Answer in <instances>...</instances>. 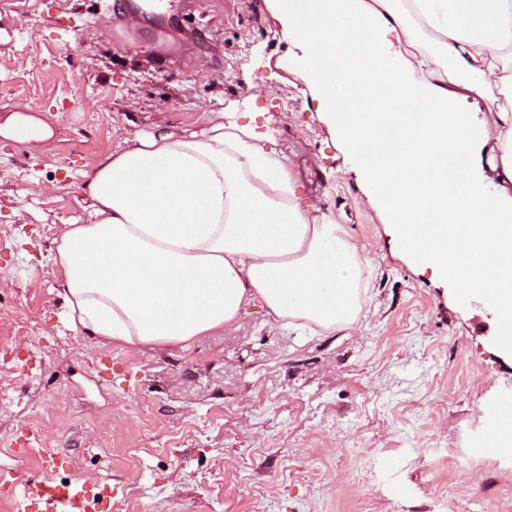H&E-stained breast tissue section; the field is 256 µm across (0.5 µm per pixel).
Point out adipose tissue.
I'll list each match as a JSON object with an SVG mask.
<instances>
[{
  "instance_id": "adipose-tissue-1",
  "label": "adipose tissue",
  "mask_w": 512,
  "mask_h": 512,
  "mask_svg": "<svg viewBox=\"0 0 512 512\" xmlns=\"http://www.w3.org/2000/svg\"><path fill=\"white\" fill-rule=\"evenodd\" d=\"M400 246L494 315L512 351V0H275ZM372 40H365V33ZM276 149L211 113L132 132L88 185L53 262L72 326L142 351L231 329L351 325L369 261Z\"/></svg>"
}]
</instances>
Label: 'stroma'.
Returning <instances> with one entry per match:
<instances>
[{
  "label": "stroma",
  "instance_id": "stroma-1",
  "mask_svg": "<svg viewBox=\"0 0 512 512\" xmlns=\"http://www.w3.org/2000/svg\"><path fill=\"white\" fill-rule=\"evenodd\" d=\"M161 2L0 0V124L21 107L51 131L41 152L0 135V512L20 465L110 485L104 512H512V461L474 450L512 396L492 319L401 252L268 0ZM211 112L285 150L299 205L364 247L357 320L255 304L143 352L71 329L52 254L99 162L158 115L198 131Z\"/></svg>",
  "mask_w": 512,
  "mask_h": 512
}]
</instances>
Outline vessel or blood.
<instances>
[{
	"instance_id": "b4317fda",
	"label": "vessel or blood",
	"mask_w": 512,
	"mask_h": 512,
	"mask_svg": "<svg viewBox=\"0 0 512 512\" xmlns=\"http://www.w3.org/2000/svg\"><path fill=\"white\" fill-rule=\"evenodd\" d=\"M94 505L91 486L50 480H24L13 498V512H92Z\"/></svg>"
}]
</instances>
